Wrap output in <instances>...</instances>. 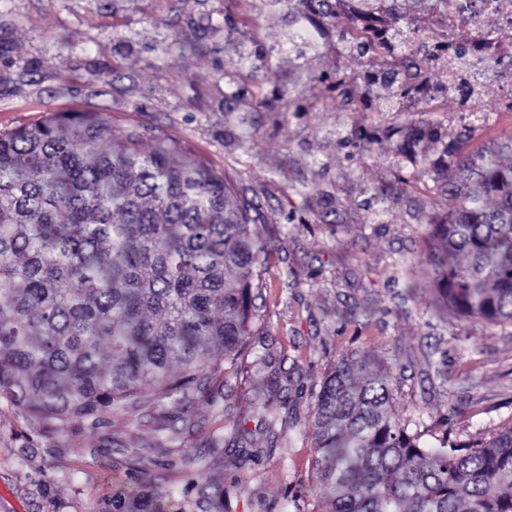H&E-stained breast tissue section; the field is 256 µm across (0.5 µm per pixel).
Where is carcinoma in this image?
Instances as JSON below:
<instances>
[{
	"mask_svg": "<svg viewBox=\"0 0 512 512\" xmlns=\"http://www.w3.org/2000/svg\"><path fill=\"white\" fill-rule=\"evenodd\" d=\"M296 1L303 17L336 18L332 0ZM396 103L437 99L426 72L401 60L364 76ZM398 152L440 137L422 124L396 132ZM133 127L112 137L106 114L73 107L0 130V398L59 432L95 430L141 403L183 404L184 376L229 374L263 317L265 242L255 207L202 157L164 135L142 147ZM467 134L435 161L456 209L424 227L433 303L444 313L512 323V165L464 152ZM466 258L463 265L447 262ZM255 402L272 438L297 421L277 384ZM393 410L391 378L363 355L319 383L308 430L314 512H512V428L474 444L434 446ZM241 421L212 444L243 440ZM149 491H117L103 512H159Z\"/></svg>",
	"mask_w": 512,
	"mask_h": 512,
	"instance_id": "obj_1",
	"label": "carcinoma"
}]
</instances>
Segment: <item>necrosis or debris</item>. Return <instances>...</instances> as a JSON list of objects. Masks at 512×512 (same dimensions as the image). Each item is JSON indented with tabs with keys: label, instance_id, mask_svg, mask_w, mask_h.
I'll return each mask as SVG.
<instances>
[{
	"label": "necrosis or debris",
	"instance_id": "necrosis-or-debris-1",
	"mask_svg": "<svg viewBox=\"0 0 512 512\" xmlns=\"http://www.w3.org/2000/svg\"><path fill=\"white\" fill-rule=\"evenodd\" d=\"M505 27L512 29V0H442L437 13L413 22L409 54L447 67L469 108L493 89L502 111L512 112V45L495 38Z\"/></svg>",
	"mask_w": 512,
	"mask_h": 512
}]
</instances>
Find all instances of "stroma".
<instances>
[{
	"label": "stroma",
	"mask_w": 512,
	"mask_h": 512,
	"mask_svg": "<svg viewBox=\"0 0 512 512\" xmlns=\"http://www.w3.org/2000/svg\"><path fill=\"white\" fill-rule=\"evenodd\" d=\"M292 28L271 0H0V129L78 103L108 113L114 137L132 126L171 136L252 200L269 253L256 300L266 328L238 375L191 390L186 420L144 406L59 433L0 399V512H98L113 491L146 488L165 512L188 501L209 512L203 469L230 512H285L290 497L311 512L312 449L270 440L252 392L258 370L303 427L328 367L363 353L389 372L395 410L423 422L424 443L512 427V324L433 312L423 226L456 200L384 135L424 122L449 141L468 126L467 150H494L512 139V112L493 93L467 111L444 69L429 74L444 90L436 111H392L382 86L365 109L368 59L330 30L318 51L296 55ZM182 34L191 50L168 61ZM229 49L244 65L225 64ZM345 76L351 85L337 86ZM363 128L378 136L366 147L353 137ZM238 419L241 446L212 447ZM162 431L170 447L159 455L150 447ZM132 442L146 459H130Z\"/></svg>",
	"instance_id": "1"
}]
</instances>
